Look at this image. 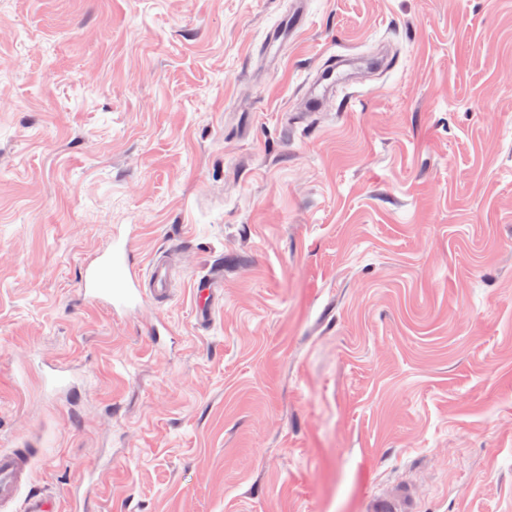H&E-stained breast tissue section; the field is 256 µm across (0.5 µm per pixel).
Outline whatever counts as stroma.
I'll use <instances>...</instances> for the list:
<instances>
[{
    "mask_svg": "<svg viewBox=\"0 0 512 512\" xmlns=\"http://www.w3.org/2000/svg\"><path fill=\"white\" fill-rule=\"evenodd\" d=\"M287 12L0 0V450L59 512H512V0ZM117 231L173 269L119 318ZM336 81V63L324 67L322 75L310 84L307 96L305 98L306 105L315 109L323 100L327 89ZM128 274L120 280L119 285L114 284L112 278V253L100 257L97 262L87 265L81 277V288L87 300L102 302L111 309H125L143 294L140 284L144 272L140 267L126 263ZM220 282L209 275L200 277L194 284L193 292L197 305V318L206 322L212 316V307L222 290Z\"/></svg>",
    "mask_w": 512,
    "mask_h": 512,
    "instance_id": "1",
    "label": "stroma"
}]
</instances>
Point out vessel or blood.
I'll return each mask as SVG.
<instances>
[{
	"label": "vessel or blood",
	"instance_id": "vessel-or-blood-1",
	"mask_svg": "<svg viewBox=\"0 0 512 512\" xmlns=\"http://www.w3.org/2000/svg\"><path fill=\"white\" fill-rule=\"evenodd\" d=\"M336 81L335 66L324 67L321 76L310 84L305 102L309 108H317L327 89ZM81 288L88 301L102 302L110 308H126L143 291L155 296H166L171 292V270L160 258L153 259L148 270L129 266L121 281L112 278V258L103 256L94 264L85 266L81 277ZM221 291L220 282L209 275L200 277L193 292L200 321H208L213 304ZM33 451L29 448H14L0 451V506L14 501L30 478Z\"/></svg>",
	"mask_w": 512,
	"mask_h": 512
}]
</instances>
